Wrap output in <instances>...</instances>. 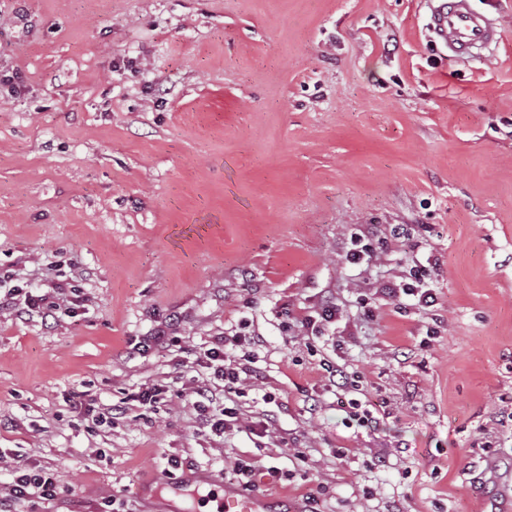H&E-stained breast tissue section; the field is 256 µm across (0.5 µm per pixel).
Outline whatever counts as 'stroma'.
<instances>
[{
    "mask_svg": "<svg viewBox=\"0 0 512 512\" xmlns=\"http://www.w3.org/2000/svg\"><path fill=\"white\" fill-rule=\"evenodd\" d=\"M470 5L501 36L459 58L427 0H0V287L70 305L0 310V497L61 479L12 512H205L239 458L290 512H512V0ZM363 225L382 246L347 264ZM429 261L434 306L382 294ZM243 327L219 437L196 359ZM318 317L306 315L301 319V326L313 335L319 333L326 324L335 323L340 315L339 308L334 305H328L317 313ZM194 393L196 394L194 408L200 412L211 410L208 421L211 431L215 435L223 436L226 429L235 425L238 420L236 408L226 407L225 404H222V407L216 405V399L213 398L212 392L205 384L198 386ZM59 476L51 471L36 467L17 468L8 493L9 500H0V511L11 512L10 503L24 499L38 492L43 499H53L60 491ZM34 490V492H30Z\"/></svg>",
    "mask_w": 512,
    "mask_h": 512,
    "instance_id": "stroma-1",
    "label": "stroma"
}]
</instances>
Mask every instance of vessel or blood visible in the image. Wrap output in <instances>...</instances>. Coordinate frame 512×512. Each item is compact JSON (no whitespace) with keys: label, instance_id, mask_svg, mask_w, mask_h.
Listing matches in <instances>:
<instances>
[{"label":"vessel or blood","instance_id":"1","mask_svg":"<svg viewBox=\"0 0 512 512\" xmlns=\"http://www.w3.org/2000/svg\"><path fill=\"white\" fill-rule=\"evenodd\" d=\"M430 32L448 50L460 56H469L484 48L495 36L488 21L476 14L469 0H436L431 7ZM217 512H263L264 502L255 496H247L237 487L214 481Z\"/></svg>","mask_w":512,"mask_h":512}]
</instances>
